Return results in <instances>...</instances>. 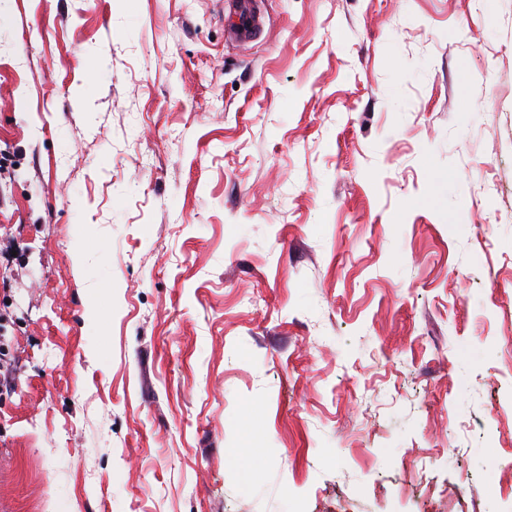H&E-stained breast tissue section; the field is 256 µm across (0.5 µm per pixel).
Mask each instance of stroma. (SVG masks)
<instances>
[{
    "label": "stroma",
    "instance_id": "35a3bbf8",
    "mask_svg": "<svg viewBox=\"0 0 512 512\" xmlns=\"http://www.w3.org/2000/svg\"><path fill=\"white\" fill-rule=\"evenodd\" d=\"M258 2L0 0V512H512V0ZM230 11L239 16L236 24L224 28V35L231 42H245L257 37L263 27V19L257 11L256 2L242 0L229 4Z\"/></svg>",
    "mask_w": 512,
    "mask_h": 512
}]
</instances>
